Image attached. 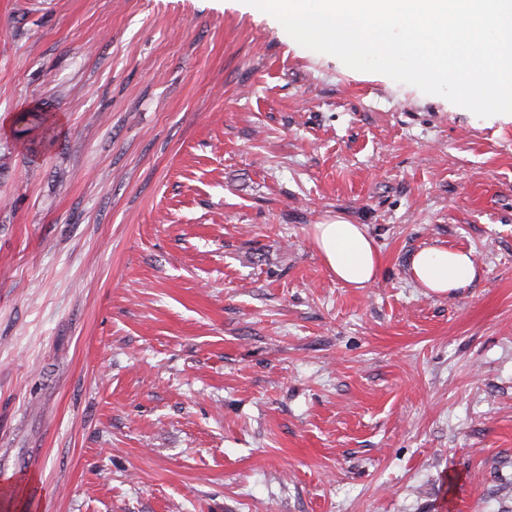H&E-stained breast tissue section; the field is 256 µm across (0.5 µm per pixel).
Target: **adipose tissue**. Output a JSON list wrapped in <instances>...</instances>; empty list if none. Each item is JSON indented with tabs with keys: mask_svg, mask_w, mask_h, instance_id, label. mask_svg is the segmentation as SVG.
Listing matches in <instances>:
<instances>
[{
	"mask_svg": "<svg viewBox=\"0 0 512 512\" xmlns=\"http://www.w3.org/2000/svg\"><path fill=\"white\" fill-rule=\"evenodd\" d=\"M314 246L337 281L351 288H366L376 280L381 257L364 225L337 221L311 229ZM411 272L424 288L445 294L468 287L477 276L470 251L431 246L411 258Z\"/></svg>",
	"mask_w": 512,
	"mask_h": 512,
	"instance_id": "adipose-tissue-1",
	"label": "adipose tissue"
}]
</instances>
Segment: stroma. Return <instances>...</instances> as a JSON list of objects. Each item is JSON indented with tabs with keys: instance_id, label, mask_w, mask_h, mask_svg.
Wrapping results in <instances>:
<instances>
[{
	"instance_id": "obj_1",
	"label": "stroma",
	"mask_w": 512,
	"mask_h": 512,
	"mask_svg": "<svg viewBox=\"0 0 512 512\" xmlns=\"http://www.w3.org/2000/svg\"><path fill=\"white\" fill-rule=\"evenodd\" d=\"M429 246L478 278L422 288ZM3 477L0 512H512V116L245 0H0ZM314 246L336 280L350 288H368L376 280L381 257L362 224L336 221L312 225ZM410 265L415 280L436 294L467 288L477 276L473 254L463 249L427 247L412 256Z\"/></svg>"
}]
</instances>
